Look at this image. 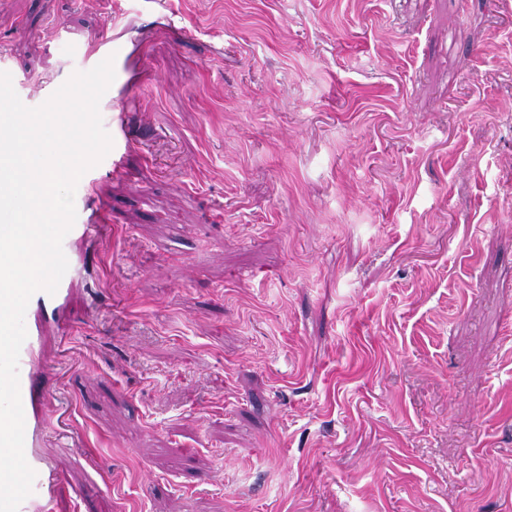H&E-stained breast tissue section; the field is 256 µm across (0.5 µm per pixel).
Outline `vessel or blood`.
Wrapping results in <instances>:
<instances>
[{"instance_id":"1","label":"vessel or blood","mask_w":512,"mask_h":512,"mask_svg":"<svg viewBox=\"0 0 512 512\" xmlns=\"http://www.w3.org/2000/svg\"><path fill=\"white\" fill-rule=\"evenodd\" d=\"M73 54L81 56L86 68H93L109 56L119 55L120 49L111 40H103L96 46L78 44L72 46ZM94 178L85 173L75 192L76 220L63 240V251L68 260V270L55 293L40 290L32 295L25 313L27 338L19 355V383L24 411V454L27 463L35 471L33 492L19 506L18 512H52L61 476L50 469L42 451L52 408L51 395L39 385L43 370V324L48 313L59 312L77 273L79 256L76 247L90 234L108 235L106 212L98 207L93 196Z\"/></svg>"}]
</instances>
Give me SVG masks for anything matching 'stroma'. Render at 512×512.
I'll return each instance as SVG.
<instances>
[{
	"label": "stroma",
	"mask_w": 512,
	"mask_h": 512,
	"mask_svg": "<svg viewBox=\"0 0 512 512\" xmlns=\"http://www.w3.org/2000/svg\"><path fill=\"white\" fill-rule=\"evenodd\" d=\"M119 13L54 512H512V0H0V70ZM114 85H117L116 83L112 82L108 90L104 95L107 97H111L112 95V109L113 112H119V113H111V121H112V127L115 126L120 127L121 130L125 127V121H126V114L125 112H128L129 109V99H130V92L124 88L120 87L118 89H114ZM113 86V89H112Z\"/></svg>",
	"instance_id": "obj_1"
}]
</instances>
